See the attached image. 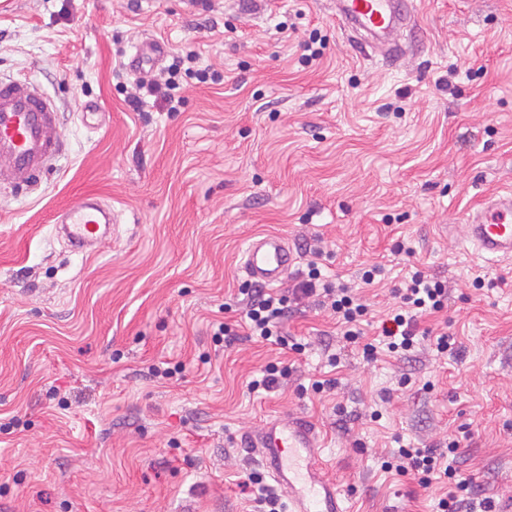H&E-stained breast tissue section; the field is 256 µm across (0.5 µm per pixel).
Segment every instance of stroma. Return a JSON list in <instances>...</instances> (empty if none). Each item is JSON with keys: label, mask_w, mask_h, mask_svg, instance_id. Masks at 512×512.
Here are the masks:
<instances>
[{"label": "stroma", "mask_w": 512, "mask_h": 512, "mask_svg": "<svg viewBox=\"0 0 512 512\" xmlns=\"http://www.w3.org/2000/svg\"><path fill=\"white\" fill-rule=\"evenodd\" d=\"M416 2L392 60L329 0H0V77L47 92L65 141L39 198L0 191V512H255L272 482L248 484L250 438L290 415L317 427L351 512H437L446 479L380 458L452 439L475 500L512 512V260L486 263L465 229L512 186V0ZM151 40L159 66L189 48L207 74L181 78L179 111L125 103ZM84 192L123 215L87 254L53 223ZM269 232L298 254L321 240L325 280L359 287L372 338L407 265L447 279L421 326L448 328L454 353L369 364L349 347L329 364L341 326L312 305L284 325L304 352L214 342L220 306L240 318L242 250ZM372 264L387 275L363 285ZM271 362L290 377L250 391ZM161 363L183 371L153 377Z\"/></svg>", "instance_id": "1"}]
</instances>
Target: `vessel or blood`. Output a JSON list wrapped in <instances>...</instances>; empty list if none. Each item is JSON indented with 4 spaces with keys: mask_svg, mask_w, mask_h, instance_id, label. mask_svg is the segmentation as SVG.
<instances>
[{
    "mask_svg": "<svg viewBox=\"0 0 512 512\" xmlns=\"http://www.w3.org/2000/svg\"><path fill=\"white\" fill-rule=\"evenodd\" d=\"M337 20L369 38L375 50L395 53L403 32L416 24L415 0H333ZM59 112L53 101L25 81L0 82V187L32 196L62 152ZM119 214L98 194L86 192L56 212L68 246L94 250L106 240ZM469 241L490 261L512 259V189L486 196L466 218ZM298 261L287 238L252 237L242 268L249 281L283 282ZM268 476L287 496L285 512H347L337 484L323 468L314 425L305 417L266 421L252 440Z\"/></svg>",
    "mask_w": 512,
    "mask_h": 512,
    "instance_id": "1",
    "label": "vessel or blood"
}]
</instances>
